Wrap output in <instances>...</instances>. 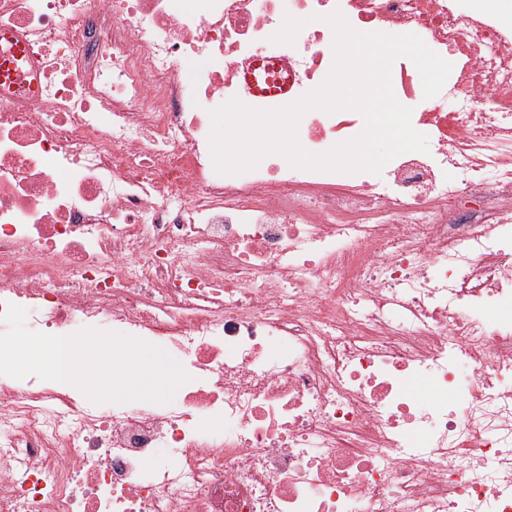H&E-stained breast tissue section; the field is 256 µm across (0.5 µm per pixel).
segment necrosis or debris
<instances>
[{
	"label": "necrosis or debris",
	"instance_id": "necrosis-or-debris-1",
	"mask_svg": "<svg viewBox=\"0 0 512 512\" xmlns=\"http://www.w3.org/2000/svg\"><path fill=\"white\" fill-rule=\"evenodd\" d=\"M336 10L452 59L430 99L392 65L427 152L217 174L210 110L281 53L319 86ZM1 33L0 313L158 340L190 380L109 407L0 379V512H512V322L479 317L512 305V29L473 0H0ZM363 127L312 110L298 137Z\"/></svg>",
	"mask_w": 512,
	"mask_h": 512
}]
</instances>
